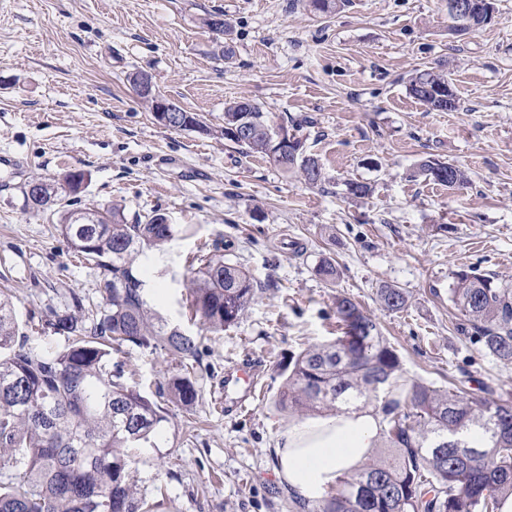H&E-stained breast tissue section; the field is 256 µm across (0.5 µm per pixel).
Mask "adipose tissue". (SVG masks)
Instances as JSON below:
<instances>
[{"instance_id":"obj_1","label":"adipose tissue","mask_w":512,"mask_h":512,"mask_svg":"<svg viewBox=\"0 0 512 512\" xmlns=\"http://www.w3.org/2000/svg\"><path fill=\"white\" fill-rule=\"evenodd\" d=\"M380 430L381 416L370 408L296 422L277 442V473L302 498L317 499L367 457Z\"/></svg>"}]
</instances>
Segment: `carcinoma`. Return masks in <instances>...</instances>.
<instances>
[{
	"mask_svg": "<svg viewBox=\"0 0 512 512\" xmlns=\"http://www.w3.org/2000/svg\"><path fill=\"white\" fill-rule=\"evenodd\" d=\"M442 73L421 71L409 91L429 109H456L441 97ZM248 120L243 136H224L247 153L270 156L276 127L256 104L230 103L224 130ZM314 185L319 161L290 154L277 162ZM417 174L450 188L468 182L456 165L429 157ZM41 197L29 207L44 211L57 190L39 181ZM162 214L129 224L120 208L67 211L60 231L74 252L101 269L102 303L90 309L74 293L53 309L41 331L62 336L60 351L27 347L12 302L0 296V512H151L131 480L134 450L153 448L163 408L124 380L112 355L126 347L160 350L176 366L165 378L171 402L190 410L198 400L194 362L197 337L152 315L144 295L146 249L174 239L177 225ZM187 281L190 307L204 330L236 324L255 296L254 279L224 256L199 251ZM451 301L484 349L512 363V285L462 269ZM382 307H406L401 288L379 289ZM339 335L304 349L280 396L298 413L347 412L372 407L382 414L388 459L336 478L325 495L297 501L304 512H499L512 496V395L470 400L459 391L410 381L397 350L375 320L351 298L336 297Z\"/></svg>",
	"mask_w": 512,
	"mask_h": 512,
	"instance_id": "obj_1",
	"label": "carcinoma"
}]
</instances>
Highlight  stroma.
Instances as JSON below:
<instances>
[{
    "instance_id": "obj_1",
    "label": "stroma",
    "mask_w": 512,
    "mask_h": 512,
    "mask_svg": "<svg viewBox=\"0 0 512 512\" xmlns=\"http://www.w3.org/2000/svg\"><path fill=\"white\" fill-rule=\"evenodd\" d=\"M216 12L229 34L204 26ZM419 69L447 74L456 110L410 95ZM137 71L212 134L156 124L130 81ZM234 99L294 134L321 183L225 141ZM1 154L25 163L0 182V294L30 347L64 348L34 327L71 293L102 300L99 269L59 228L74 206L114 205L130 223L156 210L179 225L150 250L144 291L187 333L197 325L183 278L199 246L255 280L240 321L200 343L196 407L165 403L156 447L138 456L134 479L155 512H293L274 448L297 415L280 393L291 358L335 337L340 295L376 319L409 379H455L477 399L512 394V364L467 333L449 293L468 267L512 284V0L464 35L450 30L447 0H345L322 17L306 0H0ZM429 156L465 169L469 185L416 174ZM69 170L86 175L78 193L59 192L48 212L27 206L26 182L55 184ZM350 180L370 195L351 196ZM326 257L339 269L331 287L316 273ZM385 285L406 291L403 311L382 310ZM115 360L151 398L172 368L165 353L135 347ZM243 362L263 382L248 414L220 402L225 371Z\"/></svg>"
}]
</instances>
